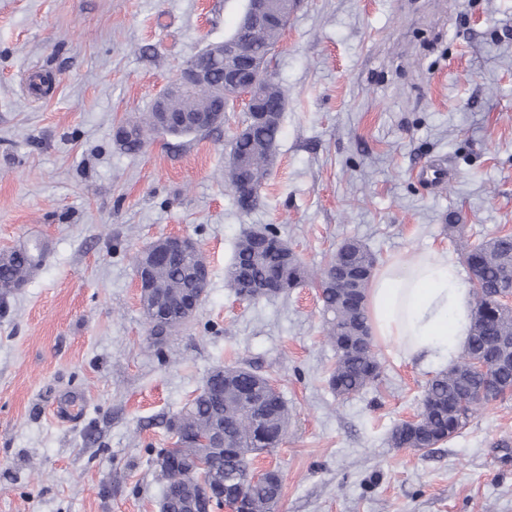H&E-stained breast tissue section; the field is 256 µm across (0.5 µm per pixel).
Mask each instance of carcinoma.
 <instances>
[{
    "mask_svg": "<svg viewBox=\"0 0 512 512\" xmlns=\"http://www.w3.org/2000/svg\"><path fill=\"white\" fill-rule=\"evenodd\" d=\"M282 116L266 122L246 121L243 131L232 142L231 153L247 158L253 165L252 174L262 183L267 151L276 149L281 133ZM146 125H129L130 137L125 152L135 154L144 143ZM257 233L249 231L236 244L232 263L226 270L228 287L237 296L251 300L250 290L239 279L242 271L259 279L271 270H282L288 285L297 288L306 280L318 282L322 303L323 331L336 350V366L328 377L329 387L338 396H352L365 391L379 380L383 366L371 349L358 346L359 334L372 338L366 304L353 307L348 296L355 292L367 297L377 258L361 241L347 239L341 243L346 251L351 271V287L336 290L331 287L336 263L330 261L319 270L306 267L299 258L287 259L282 248L258 249L254 246ZM41 249L19 247L8 252L0 261V285L11 286L39 263ZM196 261L195 254L170 255L154 266L158 298H173L190 285L188 272ZM464 261L477 276L481 288L472 289L474 307L467 344L456 361L436 372L427 381L418 419L413 424L395 426L390 436L395 448H434L455 437L469 419L487 406L486 401L468 399L485 384L480 374L470 371V362L482 360L492 373L495 385L493 399L512 395V370H502L504 360L512 356V307L496 304L492 295L512 289V233L482 240L465 248ZM223 399L214 401L199 393L186 411H180L168 422V430L182 429L189 436H198L210 425L216 408H223L224 435L233 450L213 449L205 456L204 466L189 474L163 460L197 455L198 448L161 449L155 465L168 485L180 487L178 496L167 502L166 512H182V508L199 496L200 485L222 483L231 478L242 486L254 512H274L281 493L271 486L250 481L247 456L271 453L288 428V406L282 396L271 392L266 378L246 367L229 369L228 382L222 390Z\"/></svg>",
    "mask_w": 512,
    "mask_h": 512,
    "instance_id": "carcinoma-1",
    "label": "carcinoma"
}]
</instances>
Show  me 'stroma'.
Masks as SVG:
<instances>
[{"label": "stroma", "instance_id": "35a3bbf8", "mask_svg": "<svg viewBox=\"0 0 512 512\" xmlns=\"http://www.w3.org/2000/svg\"><path fill=\"white\" fill-rule=\"evenodd\" d=\"M244 5L0 0V252L43 249L0 299V512H159L166 422L224 365L288 405L265 458L277 512H512V396L439 447H392L434 366L381 342V380L337 396L317 283L243 301L224 279L240 237L271 229L314 270L356 238L379 264L427 252L469 282L464 244L512 233V0H302L270 59L286 104L247 212L224 179L243 101L223 126L156 133L135 155L113 141ZM167 234L191 237L211 276L157 343L134 257Z\"/></svg>", "mask_w": 512, "mask_h": 512}]
</instances>
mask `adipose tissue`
Returning <instances> with one entry per match:
<instances>
[{"label":"adipose tissue","mask_w":512,"mask_h":512,"mask_svg":"<svg viewBox=\"0 0 512 512\" xmlns=\"http://www.w3.org/2000/svg\"><path fill=\"white\" fill-rule=\"evenodd\" d=\"M472 309L456 265L429 255L384 265L368 294L374 335L399 345L406 361L422 364L454 362L467 341Z\"/></svg>","instance_id":"adipose-tissue-1"}]
</instances>
